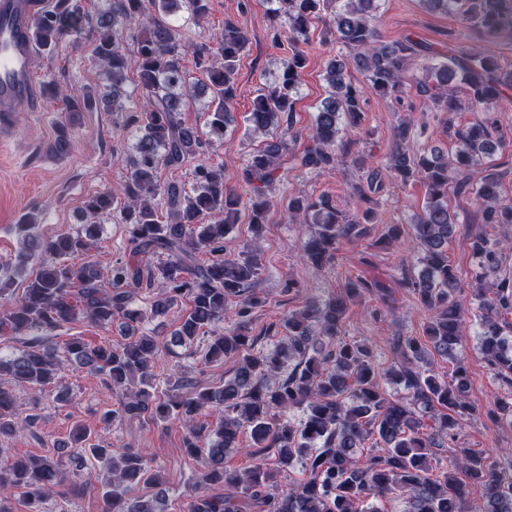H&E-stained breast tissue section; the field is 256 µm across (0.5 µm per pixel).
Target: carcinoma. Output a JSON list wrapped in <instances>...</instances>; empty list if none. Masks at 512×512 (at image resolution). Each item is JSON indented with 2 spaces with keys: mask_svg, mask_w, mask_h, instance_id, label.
<instances>
[{
  "mask_svg": "<svg viewBox=\"0 0 512 512\" xmlns=\"http://www.w3.org/2000/svg\"><path fill=\"white\" fill-rule=\"evenodd\" d=\"M210 0H107L90 28L79 0H53L34 20L38 44L52 51L67 37L87 33L93 40L94 57L103 69L111 91H64L54 83L43 94L54 99L65 119L54 127L50 151L70 153L72 132L81 113L103 107L121 117L134 130L128 154V177L121 186L126 203L119 210L128 225L130 256L102 269L87 252L102 233V221L114 214L110 190L88 197L81 208V224L73 232L45 238L35 232L37 220L18 225L24 233L22 247L13 259L0 263V335L16 339L28 336L23 349L0 356V377L34 392L58 384L65 367L84 368L113 388L126 387L128 401L121 411L104 419L147 417L153 422L177 420L185 434L182 448L204 462L202 486L189 494L188 512H382L375 501L390 494L404 498V512H512V460L508 467L469 448L460 449L451 470L434 473L436 448L458 438L462 421L474 412L468 395L469 372L457 357L463 338L464 319L456 300L459 283L448 263V244L456 214L448 205V157L438 150L411 153L399 145L389 155L387 176L403 184L420 182L426 202L410 228L419 248L422 270L404 276L400 285L411 289L432 312L424 338L399 336L395 361L385 377L403 388L406 396L387 399L381 392L380 370L372 349L346 335L349 306L365 295L390 300V289L365 277L350 279L344 291L330 299L312 301L291 310L283 319L285 336L267 347L258 345L253 314L265 304L256 288L262 269L258 240L270 209V193L278 176L279 157L290 149L287 135L293 127L300 76L306 56L302 45L313 18L326 0H268L272 41L290 45L283 71L253 101L248 121L253 130L271 133V140L250 154L243 166L253 241L234 255L224 253V238L233 225L226 218L238 212L242 196L224 185V171L206 160L215 144L234 122L230 103L236 96L235 73L248 35L244 24L224 20L223 31L212 39L187 43L182 39L180 12L200 20ZM337 40L353 51L329 61L324 80L328 95L320 102L313 124L311 144L297 157L299 167L321 173L345 162L365 168V159L354 150L356 142L343 131L361 130L364 90L345 80L348 66L363 72L373 92L399 100L405 94L402 73L417 51L409 39L380 43L369 20L376 0H336ZM426 7L445 15H460L487 35L512 28V0H424ZM139 28L136 49L124 47L128 33ZM192 52L202 73L191 85L181 61ZM442 91L437 105L442 112L457 111L452 96L460 86L468 93L471 109L484 119L470 126L448 120V134L459 144L454 158L459 178L454 192L470 191L482 201L480 224H512V203L500 198V180L488 162L502 145L494 112L504 90L512 89V66L482 52L450 56L425 65ZM137 83L129 85V73ZM147 97L139 110L129 107L135 91ZM209 96L206 130L185 126L179 120L187 100ZM194 160L193 188L188 192L177 181L160 182L158 169H178ZM382 188L381 173L366 172L352 186V193L367 207L346 214L329 195L290 198L293 220L315 225L304 245L305 260L317 268H331L345 244L368 236L376 201ZM161 197L168 206L167 220H159L153 201ZM202 213L213 216L210 224L196 223ZM402 224L387 225L385 246L405 241ZM470 249L484 272L502 263L501 242L481 230L470 234ZM210 255L203 267L199 253ZM34 262L37 268L22 292L14 295L12 278L4 274ZM162 286L149 300V314L164 318L186 298L190 310L178 319L166 346L190 347L208 337L206 358L234 357L237 367L224 383L197 391H183L182 377L166 380V392H158L154 357L160 341L137 332L146 313L132 308L134 294ZM480 298L478 345L494 376L512 387V279L493 283L492 296L476 289ZM124 320V342L90 345L73 338L60 348L51 333L85 318L100 326ZM227 325L218 330V323ZM454 362L449 378L437 375L427 352ZM221 412L219 423L207 429L197 422L205 408ZM301 408L299 424L287 411ZM434 421L432 432H423L422 421ZM486 417L494 426L512 427V401H500ZM32 427V417H19L14 395L0 387V438ZM252 440L247 454L257 462L247 469L224 467V456L239 449L240 434ZM376 437V453L363 454L364 444ZM72 458L89 455L106 463L112 480L105 483L102 512H167L158 490L139 493V486L164 484L158 468L134 448L114 451L92 442V433L79 428L70 439ZM276 471L299 469L302 478L276 491L271 484ZM57 463L48 456L0 458V512H9L1 496L21 494L29 512H43L46 498L61 485ZM480 486L481 499L470 497Z\"/></svg>",
  "mask_w": 512,
  "mask_h": 512,
  "instance_id": "obj_1",
  "label": "carcinoma"
}]
</instances>
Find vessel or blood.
I'll return each mask as SVG.
<instances>
[{
	"mask_svg": "<svg viewBox=\"0 0 512 512\" xmlns=\"http://www.w3.org/2000/svg\"><path fill=\"white\" fill-rule=\"evenodd\" d=\"M41 6V0H0V124L32 103L37 70L31 29Z\"/></svg>",
	"mask_w": 512,
	"mask_h": 512,
	"instance_id": "vessel-or-blood-1",
	"label": "vessel or blood"
}]
</instances>
